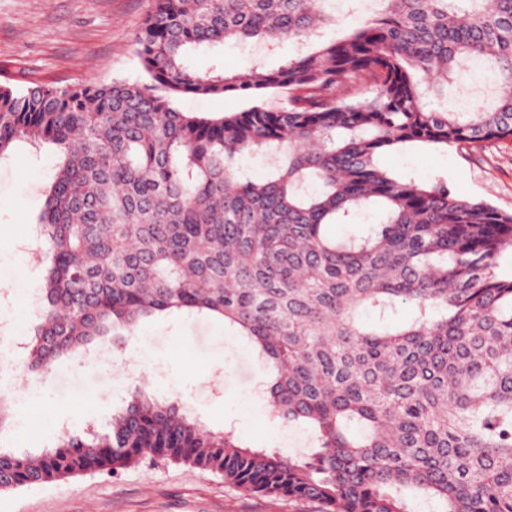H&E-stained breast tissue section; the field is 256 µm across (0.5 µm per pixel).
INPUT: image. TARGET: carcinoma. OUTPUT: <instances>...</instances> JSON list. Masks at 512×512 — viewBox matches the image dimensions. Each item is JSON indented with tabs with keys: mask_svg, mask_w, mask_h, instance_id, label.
Masks as SVG:
<instances>
[{
	"mask_svg": "<svg viewBox=\"0 0 512 512\" xmlns=\"http://www.w3.org/2000/svg\"><path fill=\"white\" fill-rule=\"evenodd\" d=\"M331 2L154 0L131 46L143 80L0 86V156L25 141L59 159L28 370L144 320L219 318L274 372L271 409L311 427L309 452L251 450L138 387L103 434L0 448L1 492L158 458L320 512H414L409 492L433 512H512V277L496 272L512 212L380 165L406 144L512 142V0H377L314 48ZM284 39L296 52L274 70L188 65ZM472 63L494 104L435 109ZM182 95L250 106L182 112ZM361 215L364 231L327 232Z\"/></svg>",
	"mask_w": 512,
	"mask_h": 512,
	"instance_id": "1",
	"label": "carcinoma"
}]
</instances>
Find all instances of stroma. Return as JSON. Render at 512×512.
Segmentation results:
<instances>
[{
	"instance_id": "35a3bbf8",
	"label": "stroma",
	"mask_w": 512,
	"mask_h": 512,
	"mask_svg": "<svg viewBox=\"0 0 512 512\" xmlns=\"http://www.w3.org/2000/svg\"><path fill=\"white\" fill-rule=\"evenodd\" d=\"M153 0H0V84L22 92L31 83L62 87L115 78L131 82L143 72L131 45ZM295 52L290 41L275 49L225 45L220 53L198 52L191 66L215 64L247 73L272 69ZM382 164L396 176L418 182H446L457 195L512 211V145L477 154L453 146L406 145L387 152ZM52 148L15 143L0 157V273L12 278L0 287V322L25 336L21 320L36 323L26 302L44 283L46 263L35 256L28 272L16 271L14 253L45 207L57 170ZM143 368L126 387H115L113 365L132 343L113 337L105 365L82 355L60 358L49 372H26L25 354L0 375V391L19 396L17 424L0 434V445L38 450L53 445L62 429L106 430L127 389L141 385L180 402L212 432H234L252 448L292 456L305 450L306 434L287 428L257 390L266 372L247 339L225 334L223 321L173 314L140 323ZM316 503L234 490L223 477L161 459L119 471L0 493V512H317Z\"/></svg>"
}]
</instances>
